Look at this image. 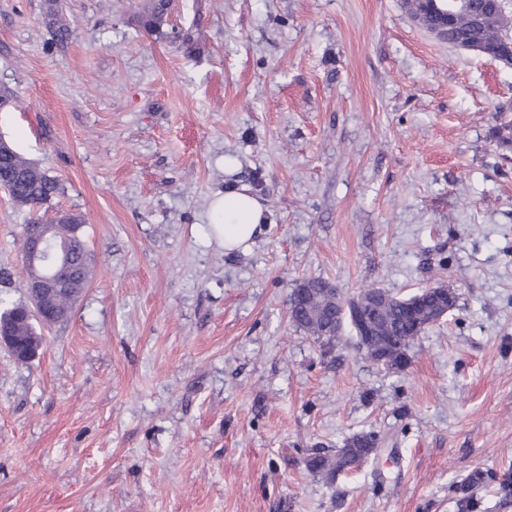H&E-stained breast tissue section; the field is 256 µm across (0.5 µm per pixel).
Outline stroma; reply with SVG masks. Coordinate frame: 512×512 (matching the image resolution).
<instances>
[{"instance_id":"stroma-1","label":"stroma","mask_w":512,"mask_h":512,"mask_svg":"<svg viewBox=\"0 0 512 512\" xmlns=\"http://www.w3.org/2000/svg\"><path fill=\"white\" fill-rule=\"evenodd\" d=\"M143 2L60 0V47L45 0H0V139L62 185L31 212L0 188V294L30 221L79 215L90 257L35 359L0 346V512H512V68L404 0H175L158 34ZM255 173L262 233L206 244ZM310 278L457 303L388 371L290 325ZM370 431L354 470H307ZM47 8L44 14V22L55 30L56 41L59 46H64L70 36V30L66 18L59 9L57 0H46Z\"/></svg>"}]
</instances>
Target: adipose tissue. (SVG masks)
Masks as SVG:
<instances>
[{
	"label": "adipose tissue",
	"mask_w": 512,
	"mask_h": 512,
	"mask_svg": "<svg viewBox=\"0 0 512 512\" xmlns=\"http://www.w3.org/2000/svg\"><path fill=\"white\" fill-rule=\"evenodd\" d=\"M206 215L218 246L228 253L249 249L267 222L265 207L243 185L214 193Z\"/></svg>",
	"instance_id": "adipose-tissue-1"
}]
</instances>
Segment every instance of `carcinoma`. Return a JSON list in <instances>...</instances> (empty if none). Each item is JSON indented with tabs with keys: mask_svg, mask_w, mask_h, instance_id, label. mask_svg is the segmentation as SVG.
I'll return each mask as SVG.
<instances>
[{
	"mask_svg": "<svg viewBox=\"0 0 512 512\" xmlns=\"http://www.w3.org/2000/svg\"><path fill=\"white\" fill-rule=\"evenodd\" d=\"M44 22L55 30L57 44L65 45L70 36L66 18L59 9L58 0H46ZM172 0H148L139 17L141 26L151 32H161L162 25L171 9ZM424 16L427 28H441L440 38L454 46L469 43L480 45L488 56H494L512 43V27L508 28L498 17L485 11L481 0H424L417 5ZM0 183L10 186L9 194L20 209L33 210L48 203L60 193L59 181L22 157L12 146L0 150ZM82 220L77 215H67L52 225L56 238L71 244L76 255L83 258L81 284L88 278V257L80 229ZM323 279H305L294 288L306 296L294 302L289 316L291 323L306 332L314 341L330 344L336 340L332 325V304L324 294ZM81 290L73 295L43 297L38 307L45 313L68 315L74 308ZM27 298L13 300L0 295V322L8 325L16 349L29 346L42 347L43 336L36 330L39 320L25 314ZM433 314L432 304L422 301L408 307L398 301L386 300L369 308V316L376 328L374 348L366 351L362 359L387 369L403 368L411 349L419 340V326ZM378 437L373 432L353 435L343 447L334 451L316 452L306 459L307 469L329 481L337 475L357 466L376 450Z\"/></svg>",
	"mask_w": 512,
	"mask_h": 512,
	"instance_id": "obj_1",
	"label": "carcinoma"
}]
</instances>
